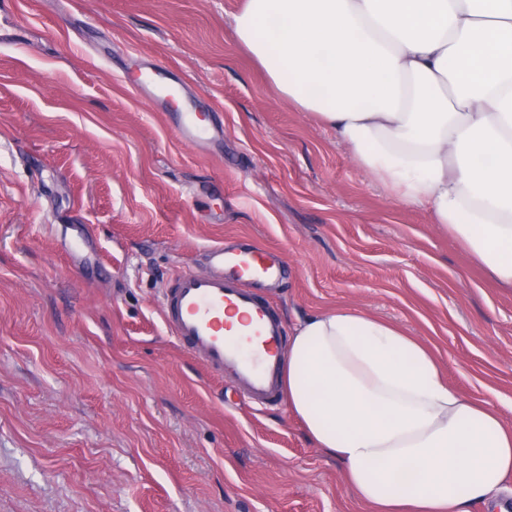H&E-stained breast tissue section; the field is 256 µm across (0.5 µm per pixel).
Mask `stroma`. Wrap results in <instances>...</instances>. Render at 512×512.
<instances>
[{
	"mask_svg": "<svg viewBox=\"0 0 512 512\" xmlns=\"http://www.w3.org/2000/svg\"><path fill=\"white\" fill-rule=\"evenodd\" d=\"M242 0L0 11V512H370L285 404L211 377L165 325L223 240L288 264L293 334L350 306L429 346L512 423V288L365 173L239 44ZM167 66L222 140L184 144L127 73Z\"/></svg>",
	"mask_w": 512,
	"mask_h": 512,
	"instance_id": "35a3bbf8",
	"label": "stroma"
}]
</instances>
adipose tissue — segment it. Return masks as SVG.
I'll return each mask as SVG.
<instances>
[{
    "label": "adipose tissue",
    "mask_w": 512,
    "mask_h": 512,
    "mask_svg": "<svg viewBox=\"0 0 512 512\" xmlns=\"http://www.w3.org/2000/svg\"><path fill=\"white\" fill-rule=\"evenodd\" d=\"M234 32L280 94L512 287V0H244ZM284 359L289 414L373 512H499L512 424L424 343L339 307L297 326Z\"/></svg>",
    "instance_id": "adipose-tissue-1"
}]
</instances>
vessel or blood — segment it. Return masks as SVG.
<instances>
[{"mask_svg":"<svg viewBox=\"0 0 512 512\" xmlns=\"http://www.w3.org/2000/svg\"><path fill=\"white\" fill-rule=\"evenodd\" d=\"M180 139L201 149L221 138L219 126L200 125L199 116L185 112L177 125ZM207 271L178 273L163 293L162 315L171 333L215 376L231 372L256 404L276 402L281 395V349L285 329L268 301L254 295L251 285L278 281L280 258L263 249H239L218 243L206 252ZM244 312L255 338L251 354L224 334V312Z\"/></svg>","mask_w":512,"mask_h":512,"instance_id":"vessel-or-blood-1","label":"vessel or blood"}]
</instances>
